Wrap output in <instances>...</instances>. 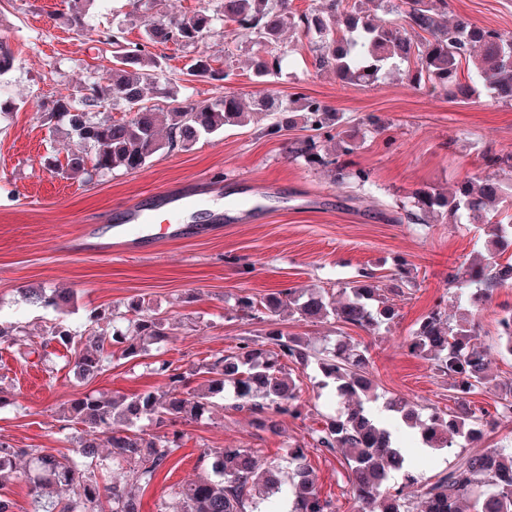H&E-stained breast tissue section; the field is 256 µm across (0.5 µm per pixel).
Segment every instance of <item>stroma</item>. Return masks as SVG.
Instances as JSON below:
<instances>
[{
	"label": "stroma",
	"instance_id": "obj_1",
	"mask_svg": "<svg viewBox=\"0 0 512 512\" xmlns=\"http://www.w3.org/2000/svg\"><path fill=\"white\" fill-rule=\"evenodd\" d=\"M448 3L449 18L466 17L512 34V0ZM213 5L214 0H165L161 9H135L126 0H95L91 12L104 27L120 21L129 39L137 40L159 11L189 15ZM63 8L62 0H0V39L14 56L13 68L0 76V98L16 104L0 116V321L42 335L54 314L32 307L22 294L25 287L41 285L76 294L74 324H82L90 309L123 314L131 301L142 299L169 322L170 335L134 359L114 353L105 370L86 383L73 378L57 344L28 356L0 344V379L11 387L10 405L0 408V440L72 453L81 429L59 432L57 417L75 394L155 390L164 384L152 372L156 360L186 369L243 338L264 344L262 325L235 317V296L260 298L282 288L334 292L364 268L390 274L400 255L412 264L415 283L397 298L395 323L376 334L358 328L347 334L368 346L380 398L403 395L446 407L447 377L408 355L402 342L439 297L449 294L452 275L479 250L480 233L466 215L453 224H416L403 207L412 190L451 192L464 179L488 174V157L512 155V105L482 88L461 102L440 91L413 89L393 75L375 86H344L331 71L316 69L309 44L289 32V64L265 87L286 100L297 93L313 96L343 113L359 143L346 162L366 170L368 183L341 181L330 170L291 158V145L307 135L298 124L274 136L259 124L228 127L189 149L159 151L135 173L115 171L89 182L63 179L43 162L51 156L66 163L71 144L43 122L38 106L94 79L109 85L112 69L99 33L71 30L59 16ZM254 50L242 36L232 59H225L219 25L195 45L170 44L155 52L168 57L166 75L176 82L191 58L229 61L234 76L228 84L191 82L190 98L206 101L228 90L246 104L262 87L251 79ZM370 114L386 122L385 132L363 125ZM206 186L223 188L225 200L248 201L253 208L244 218L225 209L220 224L194 216L193 232L177 238L159 234L133 250L114 239L123 208L156 206L168 191L192 194ZM510 307L512 286H506L477 314L480 341L493 348L492 369L502 377H512V356L495 350L497 321ZM293 374L301 380L305 418L285 420L279 435L257 430L247 413L222 408L186 425L182 447L140 490L141 512H157L172 487L196 478L201 449L253 448L273 459L283 457L290 443L305 449L320 497L332 500L336 512H357L345 466L312 439L331 410L329 392L321 388L315 367Z\"/></svg>",
	"mask_w": 512,
	"mask_h": 512
}]
</instances>
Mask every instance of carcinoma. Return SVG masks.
Segmentation results:
<instances>
[{
    "instance_id": "cac0c4a2",
    "label": "carcinoma",
    "mask_w": 512,
    "mask_h": 512,
    "mask_svg": "<svg viewBox=\"0 0 512 512\" xmlns=\"http://www.w3.org/2000/svg\"><path fill=\"white\" fill-rule=\"evenodd\" d=\"M392 21L376 19L364 0H320L297 11L292 0H216L215 9L191 16L165 15L145 28L139 41L125 37L121 25L113 26L112 90L127 114L100 118L92 108L101 98L99 82H89L90 93L76 97L68 89L53 99V107L40 108L47 124L65 131L76 149L65 168L69 179L91 180L115 170L133 173L148 159L167 149H188L201 138L224 132L228 126H245L256 119L270 121L267 133L281 131L287 113H298L311 134L296 142L289 154L311 168L338 167L343 176L359 184L369 180L361 168L340 163L357 149V134L342 128L343 117L325 102L305 94L285 101L265 90L245 107L226 92L214 100L194 102L180 95L179 86L166 76L165 57L152 52L157 45L191 46L221 23L224 59L233 55L230 45L241 35L257 48L252 60V80L265 84L282 74L286 52L281 36L289 28L311 44L315 65L333 71L343 85L371 86L391 70L411 87L442 90L462 101L472 88L460 82L458 69L465 62L483 80L493 98L512 104V34L479 26L463 18L448 20V0H378ZM60 13L78 32L91 29L83 0H66ZM406 68L399 69L400 65ZM186 74L214 82H228L230 67L214 68L196 58ZM163 97L166 105L149 104L147 91ZM507 187L493 172L467 179L445 195L425 188L411 192L417 220L453 222L458 212L468 215L484 234L487 255L463 268L455 296L459 310L448 320L443 302H437L417 322L404 348L409 355L431 362L450 380L446 410L426 409L405 396L383 403V412L371 406L376 393L368 348L350 337L329 339L320 349L300 336L273 326L283 308L301 320H334L346 327L376 331L399 316L375 273L364 270L344 283L342 300L312 288L297 293L277 290L261 299L244 294L234 298L232 311L242 320L270 326L269 347L242 340L232 351L219 352L210 361L188 370L162 360L153 372L164 377L162 391L133 393L121 399L77 394L58 416V430L83 426L75 455L48 453L39 448H17L0 441V512H13L5 474L15 460L29 458L28 479L32 512H139L135 490L148 486L160 467L181 447L191 423L212 412L214 399L232 396L229 408L246 412L264 432L278 435L285 419H300V380L290 365L315 364L322 385L338 403L335 415L315 431L316 446L335 452L347 465L358 512H512V450L490 448L462 453L448 470L421 480V454L428 449L473 445L490 425L512 423V378L491 372V352L476 342L480 324L473 309L494 291L512 282V256L501 260L512 245V224L499 219L498 205L506 202ZM413 268L400 256L394 260L390 280L413 283ZM27 302L52 310L56 317L36 338L16 323L0 322V343L25 354L56 342L70 353L68 364L81 379H94L112 358L117 346L125 357H135L168 336L167 322L154 316L145 303H131L132 316H115L94 309L83 326L67 318L75 300L71 292L57 289L28 290ZM500 352L512 355V310L497 321ZM494 388L495 410L469 405V397ZM148 420L151 426L140 425ZM108 448L112 466L125 471L124 484L101 483L96 475L97 449ZM199 466L206 476L179 485L168 494L160 512H281L278 494L291 486L289 512H335L332 501L321 498L310 479L304 449L288 446L287 466L259 455L251 448H226L212 455L202 452Z\"/></svg>"
}]
</instances>
